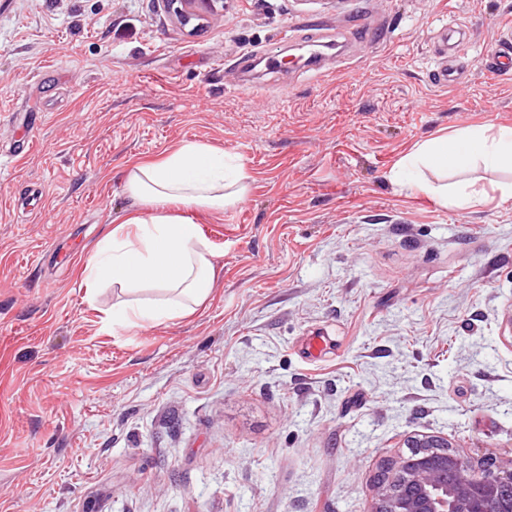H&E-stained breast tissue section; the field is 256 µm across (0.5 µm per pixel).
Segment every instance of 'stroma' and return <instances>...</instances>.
<instances>
[{
	"label": "stroma",
	"mask_w": 512,
	"mask_h": 512,
	"mask_svg": "<svg viewBox=\"0 0 512 512\" xmlns=\"http://www.w3.org/2000/svg\"><path fill=\"white\" fill-rule=\"evenodd\" d=\"M453 20L469 83L441 89ZM507 25L512 0H224L194 31L165 0H0V512H371L411 437L511 461L503 175L472 170L474 208L390 178L419 142L512 126L481 62ZM297 47L329 72L283 68ZM183 141L249 177L193 214L212 294L107 328L124 295L83 267L127 166Z\"/></svg>",
	"instance_id": "obj_1"
}]
</instances>
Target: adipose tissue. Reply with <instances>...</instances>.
<instances>
[{
	"instance_id": "1",
	"label": "adipose tissue",
	"mask_w": 512,
	"mask_h": 512,
	"mask_svg": "<svg viewBox=\"0 0 512 512\" xmlns=\"http://www.w3.org/2000/svg\"><path fill=\"white\" fill-rule=\"evenodd\" d=\"M479 161L512 172V127L470 126L424 141L400 160L392 178L409 174V187L443 206L472 207L483 193L468 181L433 183L429 173H455ZM242 163L224 151L184 142L159 160L138 162L124 174L134 207L97 245L83 269L90 286L127 293L106 323L127 327L185 317L210 296L216 254L192 214L242 203L248 195Z\"/></svg>"
}]
</instances>
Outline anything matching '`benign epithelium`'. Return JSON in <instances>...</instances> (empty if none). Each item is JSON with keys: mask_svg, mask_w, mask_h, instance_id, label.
Instances as JSON below:
<instances>
[{"mask_svg": "<svg viewBox=\"0 0 512 512\" xmlns=\"http://www.w3.org/2000/svg\"><path fill=\"white\" fill-rule=\"evenodd\" d=\"M223 0H171L187 24ZM411 451L384 464L371 512H512V461L474 463L450 449L448 439L418 435Z\"/></svg>", "mask_w": 512, "mask_h": 512, "instance_id": "7a95c632", "label": "benign epithelium"}]
</instances>
